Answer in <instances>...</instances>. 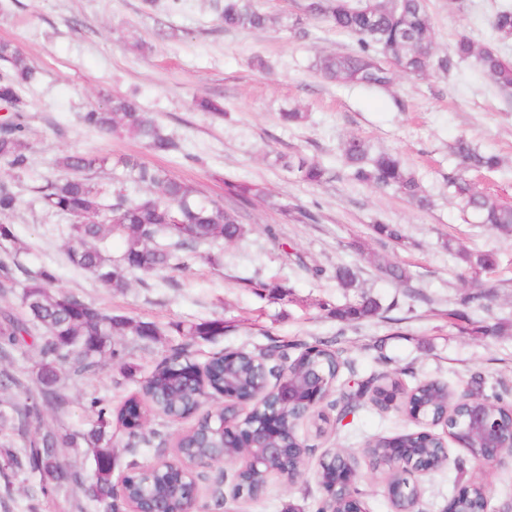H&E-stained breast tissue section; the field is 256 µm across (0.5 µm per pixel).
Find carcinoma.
I'll return each instance as SVG.
<instances>
[{
  "mask_svg": "<svg viewBox=\"0 0 512 512\" xmlns=\"http://www.w3.org/2000/svg\"><path fill=\"white\" fill-rule=\"evenodd\" d=\"M213 8L226 30L265 29L277 23L288 27V21L263 12L256 0H214ZM303 15L327 22L357 40L358 50L354 52L326 54L315 60L316 71L326 80L371 89L386 88L397 72L422 77L434 71L446 72L457 61H469L501 92L512 95V60L497 48L461 34L451 53L435 55L433 25L424 0H304ZM491 28L498 40H512V7L497 11ZM0 62L8 70L0 82V105L12 112L0 126V166L20 175L31 164L26 143L27 102L22 91L37 80L38 71L10 42H0ZM80 121L88 128L130 136L155 153L170 154L179 149V143L132 97L106 95L100 104L81 113ZM451 153L459 160V169L448 175V196L457 203L464 222L493 226L511 235L512 205L478 190L466 176L469 171L499 170L500 157L479 150L463 137L455 141ZM341 156L354 181L400 195L421 210L431 207V199L419 178L401 163L397 154L374 152L366 140L352 135L343 140ZM105 163L106 159L94 153L63 152L55 160L58 175L33 187V192L43 208L69 220L62 233L70 264L115 290L128 287L129 273L150 275L179 269L198 256L201 246L240 238L243 229L238 211L250 208L266 196L258 184L237 178L224 179V198L202 196L192 185L172 177L166 170L132 157H120L113 162V167L123 170L116 182L93 181L91 175ZM283 165L304 182L320 184L327 180V169L314 159L290 157ZM226 200L234 202L236 208H226ZM18 205L19 198L12 185L1 180L0 216L14 212ZM175 218L179 222L177 227L172 226ZM112 236L122 242L117 259L112 258L107 245ZM0 250L4 253L0 259V292L16 294L25 312L21 320L6 318L0 327V346H15L36 330L44 334L37 381L39 393L54 408L60 409L68 403L67 395L57 386L60 368L85 376L95 372L104 357L123 368L121 351L112 343L114 334L128 331L141 338L158 335L152 323L114 315L55 288L56 275L52 269L41 266L31 271L24 267L18 255L27 247L8 222H0ZM455 254L472 279L471 287H486L481 275L494 270V256L466 249H457ZM336 281L342 288L360 287L357 272L347 265L336 266ZM380 311L381 306L375 300L362 296L336 308V317L351 323L375 317ZM182 335L204 339L222 336L224 320L190 323L182 328ZM180 353L181 349H174V363L153 372L141 387V394L151 402L153 410L170 420L196 398L197 386L188 375L190 360L180 358ZM288 359L284 351L263 355L259 361L244 350L236 355H222L212 360L210 380L217 388L226 385L247 393L267 386L271 378L277 382L288 380L294 385H301L309 378L322 379L328 385L340 377L339 352L322 344L304 347L291 366ZM401 391L399 380L387 375L363 380L355 392L341 400L337 420L360 406V399L367 394L373 404L385 407ZM29 400L20 412L18 424L13 426L19 432L24 431L28 418L42 414L37 399L31 396ZM136 402L138 398L133 396L114 412L103 399L92 398L89 406L95 420L87 431L62 436L47 430L30 441L25 457L7 455V467H26L42 476L54 474L64 466L56 449L72 447L81 440L92 460L90 478L86 481L70 470L69 481L88 485L89 496L108 509H124L143 497L182 489L184 481L179 472L164 469L135 476L126 488V495L118 497L113 481L116 457L112 449V424L117 423L129 429V435H136L132 431V415L127 410V406ZM485 403L497 408L502 416L512 410L500 394L490 398L476 395V405ZM419 404L426 407L431 417L441 414L448 404V386L428 381L411 388L407 393L409 410H415ZM201 430L207 436L206 447L192 448L190 452L203 455L225 447L224 429L219 420L202 424ZM408 448L410 454L429 455L440 465L447 460L446 449L435 447L433 442L424 443L413 433L408 434ZM304 453L305 449H298L295 458L282 466L260 465L242 472L236 492L247 497L257 495L270 474L278 473L286 478L288 471L299 468Z\"/></svg>",
  "mask_w": 512,
  "mask_h": 512,
  "instance_id": "1",
  "label": "carcinoma"
}]
</instances>
